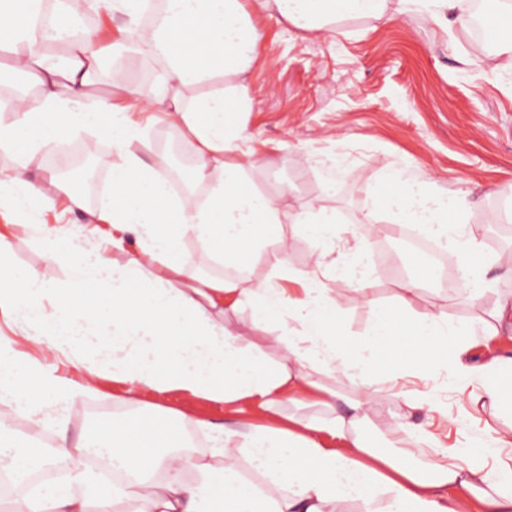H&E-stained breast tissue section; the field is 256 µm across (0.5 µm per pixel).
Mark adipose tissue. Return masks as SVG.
I'll return each mask as SVG.
<instances>
[{
    "instance_id": "1",
    "label": "adipose tissue",
    "mask_w": 512,
    "mask_h": 512,
    "mask_svg": "<svg viewBox=\"0 0 512 512\" xmlns=\"http://www.w3.org/2000/svg\"><path fill=\"white\" fill-rule=\"evenodd\" d=\"M463 0H160L151 29L141 27L146 0H105L120 37L113 56L137 53L157 62L153 89L114 71L118 97H91L104 57L97 32L69 44L65 55L41 51L44 32L19 21V10L37 13L42 0H0V48L15 51L13 68L31 75L39 88L0 104V147H24L26 155L0 172V211L11 223L30 220L56 198L67 210L85 215L72 227H41L46 256L43 271L24 272L9 261L10 242L0 231V319L18 327L15 337L0 335V403L16 405L33 424L62 417L67 406L93 391L105 375L126 385L127 402L145 391L177 390L235 406L247 401L260 413L282 401H299L319 389L324 371L359 379L343 411L313 424L289 417L287 425L238 423L216 428L221 460L214 466L180 454L184 440L165 418L148 421L128 414L109 420L92 434L61 439L53 452L21 444L0 421V461L24 479L47 458L66 473L65 481L38 487L13 500L11 512H113L115 501L131 512H343L361 502L364 512H512V466L499 463L512 447V358L475 363L469 357L476 336L496 335L512 310L499 302L495 325L418 314V291L409 280L398 311L381 307L369 292V269L343 259L311 268L296 277L285 246L269 247L278 225H299L315 242L336 235L335 211L297 210L287 194L264 193L253 179L268 167L264 151L253 146L244 117L252 109L245 74L261 46L264 30L256 16L277 17L313 37L347 19L433 15L441 27L452 23ZM165 124L186 141L195 156L185 174L184 193L173 191L161 166L135 150L147 125ZM92 131L112 143L110 185L95 206L72 184L55 176L33 181L27 156L52 148L61 157L71 150L69 135ZM466 198L434 194L428 186L388 170L374 192V213L364 229L376 230V214L396 226L421 225L434 238L450 242L462 258L461 286L478 296L484 268L474 256L481 245L465 233ZM111 232H104V225ZM194 236L218 263L238 268L263 262L274 280L204 278L187 273L183 240ZM85 241L69 245L71 237ZM135 251H126L129 237ZM125 251L124 263L113 254ZM347 279L373 318L365 338L348 346L342 326L332 320V291L320 279L323 266ZM69 278L59 282L57 268ZM251 319H236L240 309ZM285 327L279 340L286 352L265 360L251 341L253 331L273 317ZM43 345L30 357L25 342ZM84 369L78 381L58 375L57 361ZM449 369L448 383L470 390L473 408H490L509 427L487 441L481 452L465 446L435 445L425 470L405 454L372 448L359 432L373 408L369 381L394 383L415 372ZM125 473L118 487L98 482L85 466L89 455Z\"/></svg>"
}]
</instances>
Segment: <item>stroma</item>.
Returning <instances> with one entry per match:
<instances>
[{
    "label": "stroma",
    "mask_w": 512,
    "mask_h": 512,
    "mask_svg": "<svg viewBox=\"0 0 512 512\" xmlns=\"http://www.w3.org/2000/svg\"><path fill=\"white\" fill-rule=\"evenodd\" d=\"M257 22L266 36L247 73L253 110L246 124L271 165L257 175L256 183L269 193L287 192L294 206L334 210L341 217L335 238L323 245L283 225L290 269L308 271L314 252L334 259L357 243L363 250L372 248L374 239L364 235L361 223L373 210L371 188L390 168L428 181L434 193L472 201L468 228L484 242L481 260L512 255V235L499 248L485 243L501 225H512V73H491L493 45L474 39L468 19L446 30L425 13L402 22L348 19L318 39L267 16ZM333 158L350 174L338 179L329 193L324 188L325 166ZM64 206L57 201L55 209L37 215L34 224L9 227L13 265L43 270L36 227L57 224ZM400 262L397 269L384 264L372 269L370 293L383 307L399 306L405 280L420 269L408 254H401ZM323 282L333 291L347 340L359 342L371 323L370 308L358 302L346 280L327 276ZM504 296H512V278L491 267L479 298L465 292L450 295L428 285L418 291L412 307L452 321L484 318ZM445 380L442 372L410 378V389L425 393L442 408L432 418L415 413V423H431L449 446L485 441L506 430V422L487 411L459 419L463 399L448 390ZM326 385V391L310 393L301 403L279 404L278 413L317 420L326 416L324 403L330 397L341 400L354 391L345 379H330ZM125 390L122 383L99 378L94 392L70 404L63 422L35 426L5 404H0V420L26 442H54L60 432L71 437L90 433L102 421L124 414L130 408ZM131 408L145 415L162 413L174 421L185 414L216 425L265 420L250 404L231 414L222 403L178 391L143 393ZM403 410L393 393L378 394L363 434L382 453L395 451L390 430Z\"/></svg>",
    "instance_id": "obj_1"
}]
</instances>
